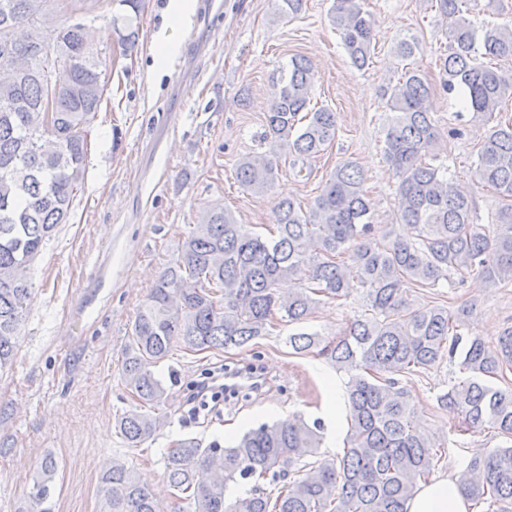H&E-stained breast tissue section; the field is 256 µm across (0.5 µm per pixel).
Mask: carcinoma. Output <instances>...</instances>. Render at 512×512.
<instances>
[{
    "instance_id": "obj_1",
    "label": "carcinoma",
    "mask_w": 512,
    "mask_h": 512,
    "mask_svg": "<svg viewBox=\"0 0 512 512\" xmlns=\"http://www.w3.org/2000/svg\"><path fill=\"white\" fill-rule=\"evenodd\" d=\"M365 0H333L330 19L352 65L371 58L375 20ZM448 38L442 89L464 114L490 122L512 98V73L485 64L512 59V25L476 26L470 0H436ZM108 0H0V369L14 356L30 304L27 271L56 227L68 221L86 173L90 124L105 96L94 22ZM265 113V153L242 156L236 179L264 193L278 172V150L305 165L336 139V113L311 105L313 69L296 55L278 68ZM430 87L408 69L384 89L390 112L385 154L399 179L396 207L406 232L378 231L362 170L336 166L307 210L292 198L273 206L276 234L265 237L222 206L206 212L184 240L140 307L123 354L124 386L139 405L116 428L136 447L165 424L145 407L166 388L154 368L176 345L192 352L242 347L266 335L277 318L302 324L322 298L362 289L367 308L343 335L326 340L288 336L297 353L318 350L347 375L348 430L344 454L299 465L317 454L321 422L302 417L263 424L238 444L207 448L186 439L166 456V474L188 512H406L419 482L431 474L437 448L414 425L412 396L402 379L424 373L462 351L466 377L437 397L461 431L486 427L512 440V389L488 382L512 368V327L495 351L458 332L465 317L444 306L411 310L404 285L435 286L454 272L481 273L492 284L512 283V123L488 129L477 151L479 181L509 201L487 234L472 222V201L448 179V168L424 162L436 139ZM53 106L45 122L46 102ZM297 287L279 290L284 281ZM56 462L47 457L29 495L36 506L49 494ZM251 488L233 500L229 483ZM456 481L483 512H512V445L470 459ZM102 512H165L154 493L125 464H106L99 479Z\"/></svg>"
}]
</instances>
